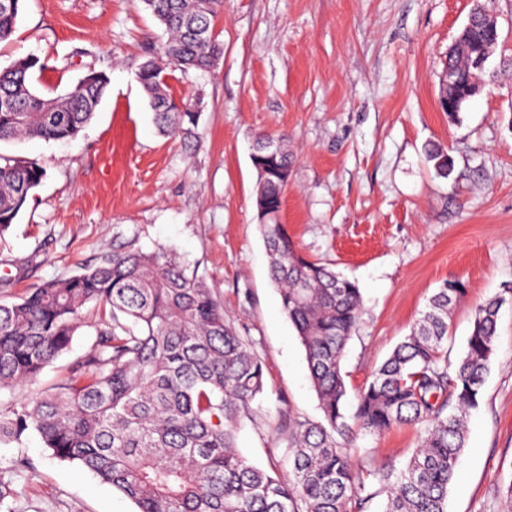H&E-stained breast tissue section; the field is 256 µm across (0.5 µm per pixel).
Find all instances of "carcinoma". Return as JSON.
Segmentation results:
<instances>
[{
  "label": "carcinoma",
  "mask_w": 512,
  "mask_h": 512,
  "mask_svg": "<svg viewBox=\"0 0 512 512\" xmlns=\"http://www.w3.org/2000/svg\"><path fill=\"white\" fill-rule=\"evenodd\" d=\"M167 40L139 64L137 78L159 131L198 135L197 103L168 93L162 73L209 70L224 53L214 21L224 0H140ZM22 0L0 7V41L15 32ZM471 54L446 65L473 71ZM44 65L27 57L0 70V142L66 141L92 119L110 83L90 71L64 94L35 90ZM440 178L451 162L427 151ZM253 163L260 180L257 213L269 272L282 308L304 348L322 420L296 419L288 432L286 482L237 449L242 419L256 413L264 365L241 336L213 288L173 251L112 247L66 278L29 288L0 303V391L34 385L84 327L83 310L101 307L95 342L67 375L5 412L0 442L36 431L52 455L76 463L112 486L136 512H365L385 496L384 512H447L448 491L466 445V420L478 406L498 312L512 297L481 304L464 354L448 359V314L466 292L445 283L409 333L349 402L342 362L363 314L358 285L296 248L279 222L291 157L280 139L260 134ZM46 176L34 161L0 162V239ZM424 426L418 447L396 477L357 469L349 440L394 426Z\"/></svg>",
  "instance_id": "obj_1"
}]
</instances>
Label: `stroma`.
<instances>
[{
    "label": "stroma",
    "mask_w": 512,
    "mask_h": 512,
    "mask_svg": "<svg viewBox=\"0 0 512 512\" xmlns=\"http://www.w3.org/2000/svg\"><path fill=\"white\" fill-rule=\"evenodd\" d=\"M499 20L485 86L458 122L439 108V76L472 0H224L217 68L173 73L174 97L200 99L191 142L160 135L137 67L163 30L140 0H25L0 68L35 56L33 84L54 96L89 69L108 90L74 139L1 142L0 156L47 175L0 241V279L13 302L67 277L112 246L175 250L215 288L224 313L265 365L256 414L238 430L255 464L291 476V419H321L305 351L269 277L251 155L259 133L285 136L292 159L280 221L304 254L355 280L365 314L343 361L356 394L444 283L464 297L448 317L457 359L477 306L512 284V0H481ZM447 151L449 178L426 151ZM71 348L39 377L47 387L95 341L96 308ZM422 426L358 436L355 466L399 473ZM448 492V512H499L512 480V300ZM0 512H135L40 436L0 444Z\"/></svg>",
    "instance_id": "obj_1"
}]
</instances>
